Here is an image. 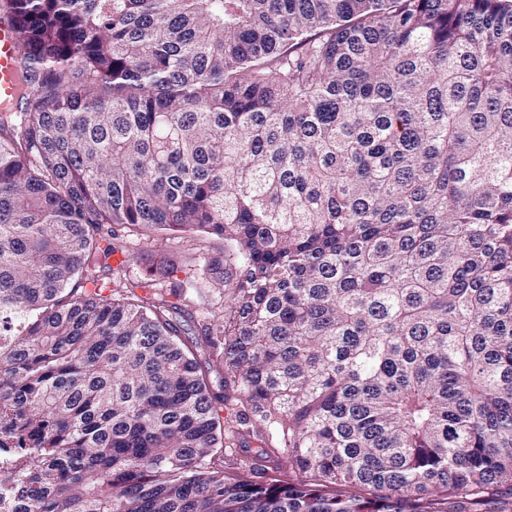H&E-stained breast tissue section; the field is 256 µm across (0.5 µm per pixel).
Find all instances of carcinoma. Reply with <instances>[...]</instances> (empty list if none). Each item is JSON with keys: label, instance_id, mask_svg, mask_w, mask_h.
Segmentation results:
<instances>
[{"label": "carcinoma", "instance_id": "carcinoma-1", "mask_svg": "<svg viewBox=\"0 0 512 512\" xmlns=\"http://www.w3.org/2000/svg\"><path fill=\"white\" fill-rule=\"evenodd\" d=\"M2 21L23 512H512V0H0ZM103 224L224 239V314L176 285L102 295ZM196 317L220 393L180 340ZM270 461L288 479H258ZM16 43L13 31L0 24V102L10 101L15 93Z\"/></svg>", "mask_w": 512, "mask_h": 512}]
</instances>
